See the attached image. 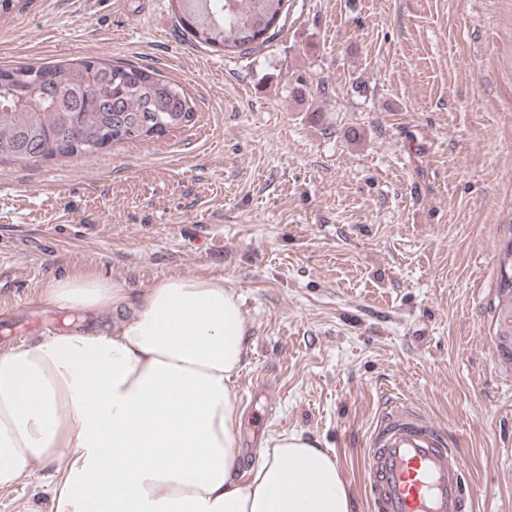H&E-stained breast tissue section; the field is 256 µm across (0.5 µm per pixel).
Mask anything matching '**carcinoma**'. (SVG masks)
<instances>
[{"mask_svg": "<svg viewBox=\"0 0 512 512\" xmlns=\"http://www.w3.org/2000/svg\"><path fill=\"white\" fill-rule=\"evenodd\" d=\"M183 30L198 43L244 54L272 40L284 27L288 0H174ZM59 85L57 98L32 88L22 102L12 88L28 83L30 71ZM194 104L178 84L156 70L98 58L0 68V163L89 155L87 143L108 145L154 138L194 120ZM498 271L493 318L496 348L512 361V262Z\"/></svg>", "mask_w": 512, "mask_h": 512, "instance_id": "obj_1", "label": "carcinoma"}]
</instances>
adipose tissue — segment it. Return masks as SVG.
Segmentation results:
<instances>
[{
    "label": "adipose tissue",
    "mask_w": 512,
    "mask_h": 512,
    "mask_svg": "<svg viewBox=\"0 0 512 512\" xmlns=\"http://www.w3.org/2000/svg\"><path fill=\"white\" fill-rule=\"evenodd\" d=\"M43 300L118 310L129 296L69 273ZM248 333L223 279L169 277L117 328L0 353V489L63 457L49 476L55 512H354L336 460L303 433L266 435L241 470L233 382Z\"/></svg>",
    "instance_id": "obj_1"
}]
</instances>
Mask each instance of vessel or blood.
I'll return each instance as SVG.
<instances>
[{"mask_svg": "<svg viewBox=\"0 0 512 512\" xmlns=\"http://www.w3.org/2000/svg\"><path fill=\"white\" fill-rule=\"evenodd\" d=\"M359 468L373 512H472L447 430L407 406L385 408Z\"/></svg>", "mask_w": 512, "mask_h": 512, "instance_id": "1", "label": "vessel or blood"}]
</instances>
